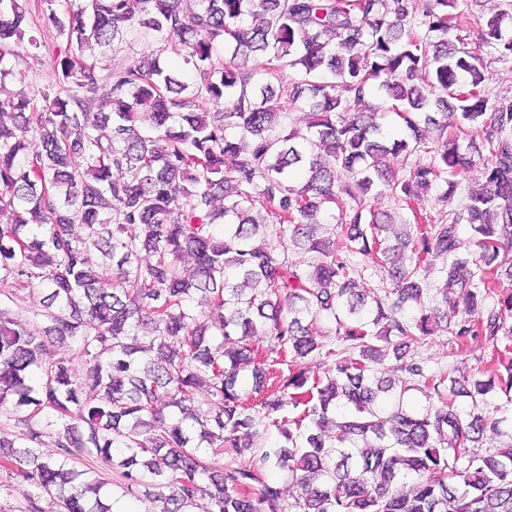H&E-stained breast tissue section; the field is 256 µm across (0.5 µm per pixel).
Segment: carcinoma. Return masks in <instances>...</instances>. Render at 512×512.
Listing matches in <instances>:
<instances>
[{"label": "carcinoma", "instance_id": "obj_1", "mask_svg": "<svg viewBox=\"0 0 512 512\" xmlns=\"http://www.w3.org/2000/svg\"><path fill=\"white\" fill-rule=\"evenodd\" d=\"M195 3L78 0L63 18L52 11L66 36L52 59L61 92L0 93V284L39 295L47 322L35 336L15 293L0 302V412L28 410L21 442L0 437V467L20 465L34 512L43 494L62 512H112L107 482L70 466L83 455L120 467L122 493L144 489L155 512H195L201 499L206 512H512V447L474 452L512 416L456 406L511 397L512 357L497 354V373L483 379L429 373L407 356L441 321L451 346L482 338L495 349L512 336V266L497 263L512 248V99L486 91L482 57L491 48L512 59V11L484 20L469 0ZM25 19L20 0H0V63ZM472 24L468 43L460 32ZM134 30L151 52L98 78L86 51ZM167 54L193 65L196 83L161 67ZM261 58L266 79L253 85L249 63ZM84 91L112 111H91ZM375 91L402 137L379 136L377 112L365 110ZM281 98L310 107L308 133H282ZM221 99L224 111H210ZM419 148L430 161L398 174L395 159ZM476 164L482 189L448 220L432 214L424 193L442 182L440 201H450ZM385 191L411 211L415 236L376 208ZM327 209L340 250L317 237ZM135 224L141 235L122 236ZM288 240L306 256L289 259ZM407 248L406 262L384 267ZM434 252L447 258L435 282ZM355 255L385 268L390 287H359ZM102 262L112 278L94 273ZM197 293L202 316L190 306ZM323 312L335 316L340 349L317 329ZM256 336L288 352V373L259 357ZM50 340L75 342L85 371L43 363ZM321 355L336 358V375L300 367ZM387 361L401 377H376ZM411 390L424 406H406ZM263 424L284 439L261 461L291 475V502L253 459ZM225 455L238 463L217 465Z\"/></svg>", "mask_w": 512, "mask_h": 512}]
</instances>
